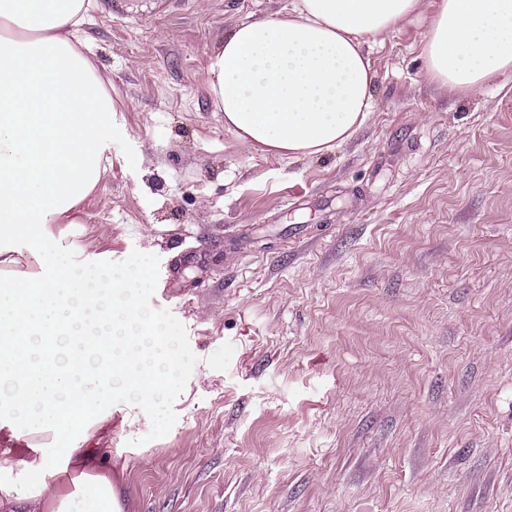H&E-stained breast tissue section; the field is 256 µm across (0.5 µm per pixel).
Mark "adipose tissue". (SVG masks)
Here are the masks:
<instances>
[{
	"label": "adipose tissue",
	"instance_id": "adipose-tissue-1",
	"mask_svg": "<svg viewBox=\"0 0 512 512\" xmlns=\"http://www.w3.org/2000/svg\"><path fill=\"white\" fill-rule=\"evenodd\" d=\"M88 0H0V512H123L102 449L107 397L147 406L181 381L183 352L132 289L140 274L58 264L55 225L95 189L121 133L109 81L82 52ZM426 15L428 78L458 90L512 70V0H290L206 53L224 126L263 155L309 158L373 109L370 49Z\"/></svg>",
	"mask_w": 512,
	"mask_h": 512
}]
</instances>
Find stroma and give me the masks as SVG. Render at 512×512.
Listing matches in <instances>:
<instances>
[{
    "label": "stroma",
    "instance_id": "1",
    "mask_svg": "<svg viewBox=\"0 0 512 512\" xmlns=\"http://www.w3.org/2000/svg\"><path fill=\"white\" fill-rule=\"evenodd\" d=\"M91 2L125 127L57 259L146 272L184 352L166 400L88 433L124 512H512V71L432 82L407 20L350 140L264 157L206 52L289 0Z\"/></svg>",
    "mask_w": 512,
    "mask_h": 512
}]
</instances>
